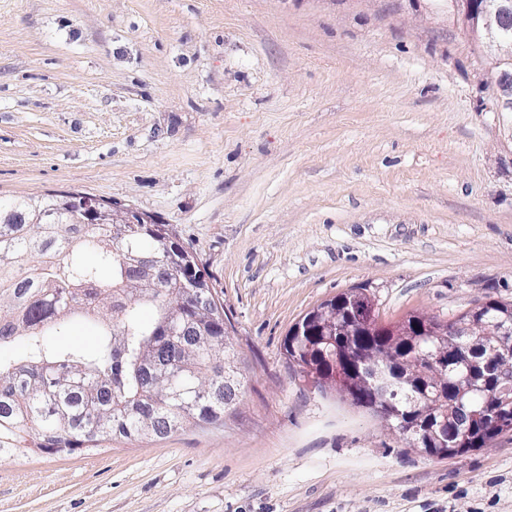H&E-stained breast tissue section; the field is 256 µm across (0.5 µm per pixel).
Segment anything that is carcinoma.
<instances>
[{"instance_id":"obj_1","label":"carcinoma","mask_w":512,"mask_h":512,"mask_svg":"<svg viewBox=\"0 0 512 512\" xmlns=\"http://www.w3.org/2000/svg\"><path fill=\"white\" fill-rule=\"evenodd\" d=\"M448 19L471 40L488 65L493 91H511L502 111L512 113V52L489 44L494 33L512 45V0H487L486 11L465 14L461 0H443ZM81 199L60 193L0 200V349L22 338L27 356L0 361V457L47 455L98 448L114 437H164L184 426L220 428L234 410L242 384L238 353L221 324L224 307L202 288L216 318L180 305L190 285L166 263L149 274L133 256L163 259L184 250L166 224L144 232L81 224ZM344 328L330 357L321 336H286L290 363L316 388L333 387L358 408L377 415L405 444L427 457L448 456L431 429L468 437L467 451L487 447L512 431V411L493 415L488 406L501 389L496 378L479 379L456 351L460 324L503 320L512 303L495 298L445 322L410 314L391 325L379 321L359 288L334 297ZM97 329L92 350L56 348L52 336L76 314ZM480 362L498 356L493 336L473 337ZM392 362L390 377L402 418L374 394L367 362Z\"/></svg>"}]
</instances>
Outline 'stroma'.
<instances>
[{"label":"stroma","mask_w":512,"mask_h":512,"mask_svg":"<svg viewBox=\"0 0 512 512\" xmlns=\"http://www.w3.org/2000/svg\"><path fill=\"white\" fill-rule=\"evenodd\" d=\"M443 0H0V198L169 224L229 319L224 428L0 458V512H512V432L446 459L307 384L289 329L512 302V114Z\"/></svg>","instance_id":"35a3bbf8"}]
</instances>
